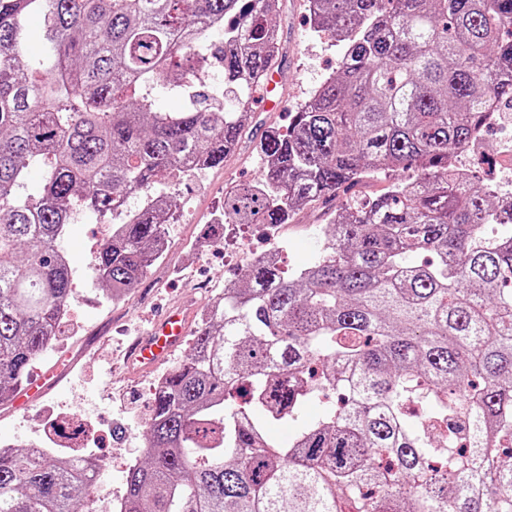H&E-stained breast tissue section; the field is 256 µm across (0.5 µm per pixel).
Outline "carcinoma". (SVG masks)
Segmentation results:
<instances>
[{
    "instance_id": "carcinoma-1",
    "label": "carcinoma",
    "mask_w": 512,
    "mask_h": 512,
    "mask_svg": "<svg viewBox=\"0 0 512 512\" xmlns=\"http://www.w3.org/2000/svg\"><path fill=\"white\" fill-rule=\"evenodd\" d=\"M285 2L0 0V404L71 304L73 215L112 219L95 270L115 298L134 286L175 217L164 180L239 146L250 112L212 103H251ZM308 2L344 33L336 72L261 140L262 178L224 193L207 235L310 202L332 233L291 276L255 258L201 318L153 394L121 512H512V195L451 163L512 102V0ZM217 27L224 83L200 89ZM160 90L184 105L154 110ZM31 167L44 183L24 197ZM395 169L387 192L335 205ZM485 224L503 231L482 242ZM84 495L79 466L0 451V512H78Z\"/></svg>"
}]
</instances>
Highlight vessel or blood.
Masks as SVG:
<instances>
[{
  "label": "vessel or blood",
  "mask_w": 512,
  "mask_h": 512,
  "mask_svg": "<svg viewBox=\"0 0 512 512\" xmlns=\"http://www.w3.org/2000/svg\"><path fill=\"white\" fill-rule=\"evenodd\" d=\"M190 327L191 318L183 309L170 310L155 321L147 336L137 342L132 364L141 370L154 369L184 344Z\"/></svg>",
  "instance_id": "1"
}]
</instances>
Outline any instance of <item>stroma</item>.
Masks as SVG:
<instances>
[{"mask_svg": "<svg viewBox=\"0 0 512 512\" xmlns=\"http://www.w3.org/2000/svg\"><path fill=\"white\" fill-rule=\"evenodd\" d=\"M277 23L286 45L276 69L283 109L255 110L243 142L223 165L180 175L168 185L177 219L166 231L179 242V249L157 258L133 288L113 300L98 279L91 250L92 244L108 239L110 225L74 217L59 243L71 260L77 297L70 305L64 342L52 345L31 374L52 377L44 404L67 402L76 410L85 404L91 407L98 430L106 434L97 452L112 459L100 473V485L113 496L125 492L127 462L139 456L150 418L154 375L128 365L134 340L167 307L181 306L198 316L208 306L214 285L232 286L252 260L272 246H280L285 271L307 265L328 229L321 209L312 207L273 231L249 224L217 246L204 237L207 224L222 208L225 189L257 180L262 173L264 160L256 143L271 128H286L289 112L336 70L334 40L315 31L306 0H288Z\"/></svg>", "mask_w": 512, "mask_h": 512, "instance_id": "1", "label": "stroma"}]
</instances>
